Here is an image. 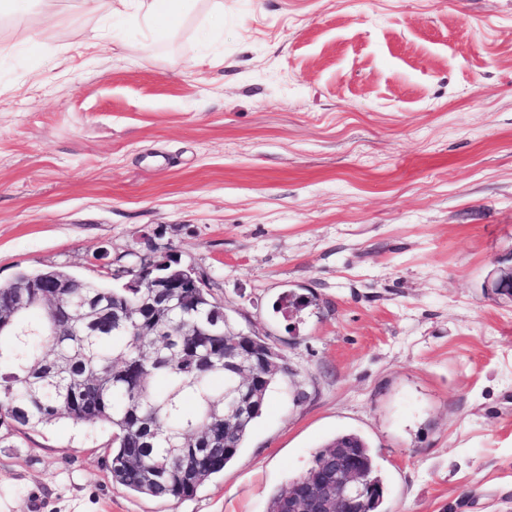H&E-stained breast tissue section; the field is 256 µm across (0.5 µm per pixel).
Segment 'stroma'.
I'll return each instance as SVG.
<instances>
[{
    "label": "stroma",
    "mask_w": 512,
    "mask_h": 512,
    "mask_svg": "<svg viewBox=\"0 0 512 512\" xmlns=\"http://www.w3.org/2000/svg\"><path fill=\"white\" fill-rule=\"evenodd\" d=\"M204 22L0 18V283L174 249L289 374L179 502L113 484L108 428H2L0 512H268L341 432L384 512H512V301L486 286L512 252V0H224Z\"/></svg>",
    "instance_id": "stroma-1"
}]
</instances>
